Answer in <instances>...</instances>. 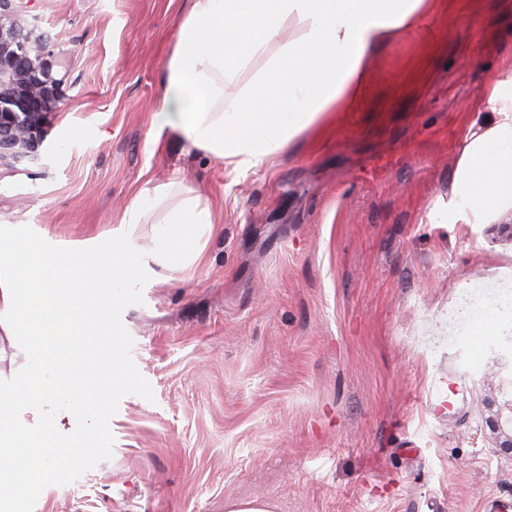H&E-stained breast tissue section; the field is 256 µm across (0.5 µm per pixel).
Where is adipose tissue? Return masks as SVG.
Here are the masks:
<instances>
[{"mask_svg": "<svg viewBox=\"0 0 512 512\" xmlns=\"http://www.w3.org/2000/svg\"><path fill=\"white\" fill-rule=\"evenodd\" d=\"M440 0H191L153 127L169 128L236 172L258 169L305 130L349 109L378 50L426 29ZM294 29L285 37L286 29ZM249 84H241L244 72ZM448 224L512 223V71L480 92L457 161ZM200 194L176 183L142 189L106 239L75 246L34 224H0V512L64 468L73 442L100 431L87 406L104 352L87 336L107 320L113 286L192 278L213 232ZM122 264L112 283L106 261Z\"/></svg>", "mask_w": 512, "mask_h": 512, "instance_id": "ef3b65f1", "label": "adipose tissue"}]
</instances>
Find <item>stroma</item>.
Listing matches in <instances>:
<instances>
[{
    "label": "stroma",
    "mask_w": 512,
    "mask_h": 512,
    "mask_svg": "<svg viewBox=\"0 0 512 512\" xmlns=\"http://www.w3.org/2000/svg\"><path fill=\"white\" fill-rule=\"evenodd\" d=\"M444 2L378 52L358 104L238 174L151 130L190 0H16L64 105L0 167V224L104 236L173 178L218 217L192 280L116 298L89 339L112 350L104 429L21 512H483L512 494L489 426L512 398V238L435 217L480 91L512 69V0ZM462 282L495 334L456 315ZM275 502L266 499H246L225 501V512H277Z\"/></svg>",
    "instance_id": "stroma-1"
}]
</instances>
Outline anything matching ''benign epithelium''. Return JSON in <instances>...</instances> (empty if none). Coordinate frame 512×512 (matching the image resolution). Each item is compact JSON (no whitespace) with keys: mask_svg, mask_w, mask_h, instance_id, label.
Wrapping results in <instances>:
<instances>
[{"mask_svg":"<svg viewBox=\"0 0 512 512\" xmlns=\"http://www.w3.org/2000/svg\"><path fill=\"white\" fill-rule=\"evenodd\" d=\"M55 63L46 37L18 24L13 0H0V166L42 145L63 101ZM490 426L498 447L511 454L512 399L497 407Z\"/></svg>","mask_w":512,"mask_h":512,"instance_id":"7a95c632","label":"benign epithelium"}]
</instances>
